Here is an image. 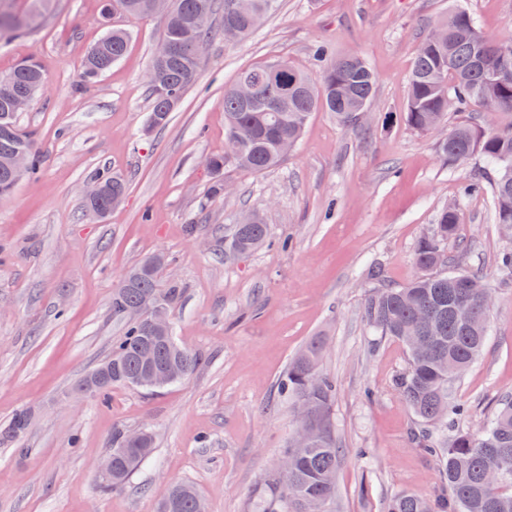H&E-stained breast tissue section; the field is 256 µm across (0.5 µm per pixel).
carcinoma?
<instances>
[{
  "instance_id": "cac0c4a2",
  "label": "carcinoma",
  "mask_w": 512,
  "mask_h": 512,
  "mask_svg": "<svg viewBox=\"0 0 512 512\" xmlns=\"http://www.w3.org/2000/svg\"><path fill=\"white\" fill-rule=\"evenodd\" d=\"M278 7V0H167L162 40L168 45L163 61L153 58L150 68L161 71L158 84L150 85L148 122L163 128L185 92L197 80L201 62L191 61L188 37L208 41L212 16L222 14L223 29H233L234 39L250 37ZM104 17L124 12L157 13L156 0H103ZM30 18L17 16L0 4V38L25 31ZM432 29L444 33L434 42L425 36L419 43L409 76L404 120L413 130L440 133L435 145L443 164L456 168L473 156H482L494 169L486 183L473 182L466 194L487 191L494 201L495 221L512 236V78L498 76L502 61L512 69V40L500 42L487 36L466 9L456 8L436 19ZM128 36L121 29L108 31L88 51L83 78L91 79L119 61ZM317 72L303 71L286 60L256 64L242 70L224 88V155L210 160L218 177L213 194L224 192L219 180L234 166L261 174L278 167L287 151L298 144L311 113H332L343 125L363 122L370 106L376 78L369 65L356 55L329 59L323 47L313 52ZM40 63L27 59L0 77V91L18 98H33L43 86ZM471 108L489 114V122L475 126L461 122L447 128L448 115ZM17 149L29 156L27 173L37 170L40 155L34 141L19 133L15 113L0 102V199L9 197L17 179L9 158ZM96 182L106 194L96 204L85 202L96 215L109 198L124 197L126 183L117 176L100 175ZM461 222L455 203L442 206L429 233L420 238L415 263L423 271L401 288L380 285L364 300L361 317L380 336L400 341L408 353V369L394 380V388L417 418L410 434L420 450L433 452L440 445L439 464L446 494L441 512H512V396L498 403L479 436L456 427L463 408L454 396L456 381L480 356L489 336L492 291L482 269L450 272L463 255L448 253V240ZM270 241L269 225L256 210L242 213L224 237V259L251 254ZM504 282L512 280V244L495 258ZM161 268L142 260L123 275L112 295V315L125 322V332L112 345V381L99 392L107 399L114 386H134L153 367H174L178 380L189 378L200 357L180 346L172 329L153 334L143 321L129 318L145 294L156 296L170 310L181 297L175 281L161 284ZM324 342L317 337L289 363L280 381V392L297 410L296 427L309 426L316 441L307 448L288 445V473L277 472L275 495L262 512H331L336 497V473L341 450L336 442L332 403L336 384L321 373ZM31 413L18 410L0 429V439L16 441L27 433ZM153 437L137 441L118 430L112 435V476L103 481L108 490L125 487L132 474L152 452ZM435 504L416 495L390 500L386 512H436ZM157 512H203L201 495L191 484L174 483L158 502Z\"/></svg>"
}]
</instances>
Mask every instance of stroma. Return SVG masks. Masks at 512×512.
<instances>
[{
  "mask_svg": "<svg viewBox=\"0 0 512 512\" xmlns=\"http://www.w3.org/2000/svg\"><path fill=\"white\" fill-rule=\"evenodd\" d=\"M457 1L487 35L512 39V0H279L237 45L214 17L196 82L154 131L147 75L163 15H115L126 52L90 83L80 72L105 32L101 0H52L32 29L0 41V76L31 56L47 73L17 115L40 169L0 199V428L16 410L32 412L20 442L0 441V512H156L176 482L197 487L208 512H260L294 430L277 384L317 336L327 345L320 369L336 381L344 451L332 512H386L402 494L436 498L438 462L410 440L414 415L393 387L406 351L377 336L361 308L368 262L381 263L388 284H408L420 273L419 238L445 203L458 202L463 220L448 250L483 268L496 294L487 345L456 389L468 410L463 430L481 433L512 394V282H499L494 267L504 238L491 196L462 193L484 163L446 167L434 136L401 119L415 50ZM318 43L371 66L370 124L343 127L312 113L283 165L227 170L224 196L210 198L205 160L224 152L225 86L277 58L312 70ZM103 172L127 191L95 217L83 200ZM248 208L264 211L271 242L225 262L224 230ZM157 253L167 259L163 279L183 286L173 335L199 354L197 370L159 391L73 397L123 334L111 311L121 276ZM118 429L149 430L154 449L125 488L105 491L95 466Z\"/></svg>",
  "mask_w": 512,
  "mask_h": 512,
  "instance_id": "35a3bbf8",
  "label": "stroma"
}]
</instances>
